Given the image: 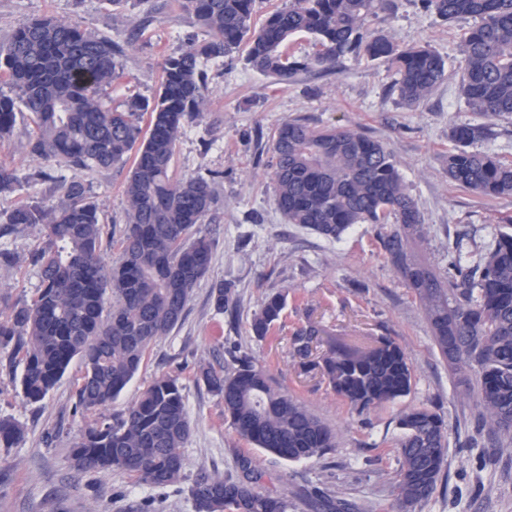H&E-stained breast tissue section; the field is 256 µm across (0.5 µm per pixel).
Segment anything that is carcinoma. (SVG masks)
<instances>
[{"mask_svg":"<svg viewBox=\"0 0 512 512\" xmlns=\"http://www.w3.org/2000/svg\"><path fill=\"white\" fill-rule=\"evenodd\" d=\"M257 0H178L177 7L205 30L163 62L153 100L132 96L120 110L106 90L122 78L123 49L110 37L74 24L33 19L0 42V147L10 138L19 110L27 112L26 150L52 164L24 176L0 162V194L23 184L45 183L40 197L17 200L0 211V233L39 226L43 240L27 261L40 274L31 300H19L0 320V347H12L23 371L21 393L37 403L80 359L74 411L85 421L72 452L78 470L122 469L155 487L183 480L182 448L191 424L178 378L156 377L125 411L106 410L134 378L151 346L184 319L194 288L209 272L211 241L196 225L216 211V182L177 175L176 147L187 126L203 117L210 60L232 58L247 46L252 68L280 83L310 67L331 71L346 55L383 61L394 72L391 90L415 104L447 78L445 61L428 46L402 48L372 27L391 0H289L254 23ZM451 22L472 18L460 53V89L473 112L512 117V0H421ZM314 36L313 57L284 51L295 34ZM149 125L142 127L144 114ZM491 136L485 124L450 128L444 156L448 178L483 196L512 195V162L476 145ZM274 204L290 224L328 240H340L355 224H373L384 254L414 290L433 338L448 365L474 382L476 432L512 440V220L472 259L448 253L444 277L421 256V213L383 143L336 126L315 127L289 119L271 143ZM125 171V227L117 255L107 259L103 218L87 176ZM219 312L234 303L222 281L210 291ZM286 296L272 294L251 321L265 339L281 322ZM322 329L313 321L294 328L291 342L303 370H317L331 389L359 413L410 393L412 365L400 346L382 336L372 345L327 343L315 361ZM220 373L201 366L196 380L224 404L236 434L278 457H321L336 437L302 403L275 385L268 370L248 356ZM399 468L394 481L402 512L431 497L445 464L448 428L426 407L398 417ZM24 439L23 426L0 417V447ZM264 474L244 468L239 478L202 469L190 495L195 512H288V498L259 490Z\"/></svg>","mask_w":512,"mask_h":512,"instance_id":"carcinoma-1","label":"carcinoma"}]
</instances>
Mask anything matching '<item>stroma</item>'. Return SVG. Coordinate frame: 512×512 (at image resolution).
Masks as SVG:
<instances>
[{"mask_svg":"<svg viewBox=\"0 0 512 512\" xmlns=\"http://www.w3.org/2000/svg\"><path fill=\"white\" fill-rule=\"evenodd\" d=\"M43 17L122 44L125 76L109 91L116 105L133 94L153 98L166 55L183 48L188 36L207 37L175 0H133L122 14L113 13L105 0H0V41ZM374 26L400 46L435 50L448 79L411 105L391 91L393 76L381 61L348 55L335 71L311 68L287 84L240 56L207 64L204 116L181 138L176 167L185 175L218 179L216 213L200 226L213 242V263L182 324L152 345L110 407L116 413L132 405L157 376L179 379L192 428L183 449V483L158 488L119 469L76 470L71 454L84 426L74 412L81 361L72 362L42 402L30 404L19 391L21 363L12 360L10 349L0 348V416L25 429L23 441L0 448V512H137L145 505L152 512H194L188 484L199 470L239 477L246 463L263 471V492L287 496L290 512H315L310 499L315 488L352 503L354 512H393L397 418L419 405L445 418L448 448L436 493L410 512H512V469L477 466V451L469 444L474 401L436 346L419 300L386 259L375 228L357 224L331 242L286 223L274 206L271 136L283 121L300 118L316 126L347 127L385 145L422 214L421 254L439 272H446L455 243L484 250L500 218L512 215V195L486 197L456 186L440 161L451 146L450 127L485 121L459 90V41L467 22H445L420 0H394ZM123 180L115 169L91 176L108 233L124 227ZM219 281L233 285L235 309H215L210 289ZM39 284L38 270L30 264L0 267V319L16 300L31 298ZM277 291L287 296L285 327L257 340L250 332L252 317ZM309 319L319 322L330 340L346 334L391 337L412 362L411 393L357 415L319 376L304 374L294 356L289 327ZM244 353L332 429L336 446L330 453L287 461L238 437L224 418L222 402L195 373L202 364L230 370L234 356Z\"/></svg>","mask_w":512,"mask_h":512,"instance_id":"stroma-1","label":"stroma"}]
</instances>
